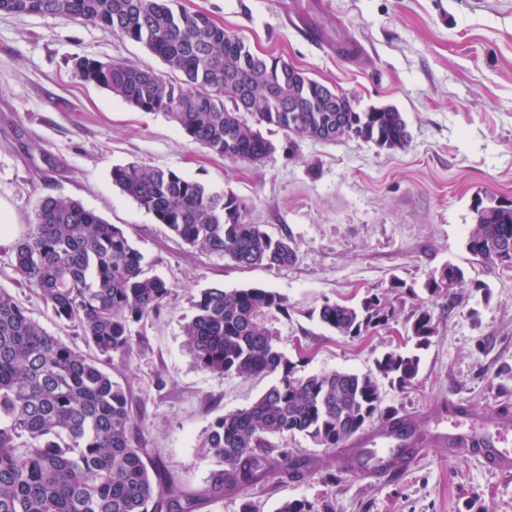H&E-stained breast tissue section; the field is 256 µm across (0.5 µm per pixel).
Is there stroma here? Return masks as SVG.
Instances as JSON below:
<instances>
[{
  "mask_svg": "<svg viewBox=\"0 0 512 512\" xmlns=\"http://www.w3.org/2000/svg\"><path fill=\"white\" fill-rule=\"evenodd\" d=\"M183 2L252 49L346 94L357 110L396 108L411 140L398 150L352 137L292 141L266 126L274 149L261 162L214 156L164 115L136 110L72 69L81 55L166 73L143 44L81 21L0 14V222L20 235L42 198L78 200L122 227L148 272L172 286L165 306L133 325L131 356L101 364L132 401L153 481H175L188 493L206 489L217 460L199 448L201 434L276 381L195 366L183 345L193 296L209 287L264 288L288 302L265 325L300 376L374 371L376 359L404 345L417 307L431 309L435 334L419 352L412 386L377 379L383 406L410 417L424 452L406 473L376 478L362 460H340L304 436H272L271 447L309 469L225 490L198 512H241L246 502L275 512L285 499H326L335 512H512V477L428 439L457 428L449 403L491 414L512 401V270L465 248L475 200L512 199V0ZM126 163L235 194L252 223L292 238L294 263L241 267L182 244L113 186L112 167ZM11 262L10 244L0 245V288L50 335L84 348L77 327L57 321L34 289L15 283ZM449 263L463 269V287L451 302L428 298L423 283ZM396 278L409 291L387 328L351 338L318 321L322 303L357 302Z\"/></svg>",
  "mask_w": 512,
  "mask_h": 512,
  "instance_id": "obj_1",
  "label": "stroma"
}]
</instances>
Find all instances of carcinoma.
Here are the masks:
<instances>
[{
	"label": "carcinoma",
	"instance_id": "carcinoma-1",
	"mask_svg": "<svg viewBox=\"0 0 512 512\" xmlns=\"http://www.w3.org/2000/svg\"><path fill=\"white\" fill-rule=\"evenodd\" d=\"M49 15L88 22L144 44L168 67H147L77 56L75 75L137 110L167 117L209 153L250 163L272 150L259 127L334 142L353 137L380 148L403 149L407 122L395 108L336 111V94L287 61L265 56L208 14L182 0H0V13ZM304 111L290 112L294 100ZM249 113V124L243 113ZM112 184L151 213L182 243L228 257L238 265L284 267L296 258L292 241L275 238L247 219L243 201L180 173L116 165ZM466 249L475 258L512 269V201L478 200ZM15 280L36 290L59 321L76 324L84 341L106 359L132 350L131 326L164 306L170 284L144 269L143 255L124 231L104 223L79 201L46 197L35 222L12 247ZM464 280L448 264L424 283L431 296L453 301ZM184 326L185 347L203 371L239 377L278 376L250 405L217 417L199 447L218 459L202 498L174 482L150 478L147 449L134 439L138 422L123 388L99 362L61 343L0 289V512H196L224 490L288 469V451L267 437L301 434L314 445L341 448L374 417L395 425L397 411L381 407L376 377L347 371L296 375L264 325L288 311L275 291L201 290ZM396 318L395 307L369 291L356 304L324 302L319 321L342 336L362 338ZM409 332L414 349H394L376 370L404 390L420 368L418 350L435 333L432 313L420 306ZM277 512H334L327 500H284Z\"/></svg>",
	"mask_w": 512,
	"mask_h": 512
}]
</instances>
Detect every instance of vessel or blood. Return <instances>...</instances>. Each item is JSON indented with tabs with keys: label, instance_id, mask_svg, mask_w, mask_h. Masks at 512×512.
I'll return each mask as SVG.
<instances>
[{
	"label": "vessel or blood",
	"instance_id": "1",
	"mask_svg": "<svg viewBox=\"0 0 512 512\" xmlns=\"http://www.w3.org/2000/svg\"><path fill=\"white\" fill-rule=\"evenodd\" d=\"M461 418L467 427L462 431H451L439 435V443L447 445L449 451L478 455L491 472L512 476V449L504 447L503 441L512 433V414L495 413L490 422L473 418L462 412ZM359 446L365 447L370 458L371 469L379 475H394L411 466L419 450L415 446L409 426L401 428L380 427L369 437L360 438Z\"/></svg>",
	"mask_w": 512,
	"mask_h": 512
}]
</instances>
